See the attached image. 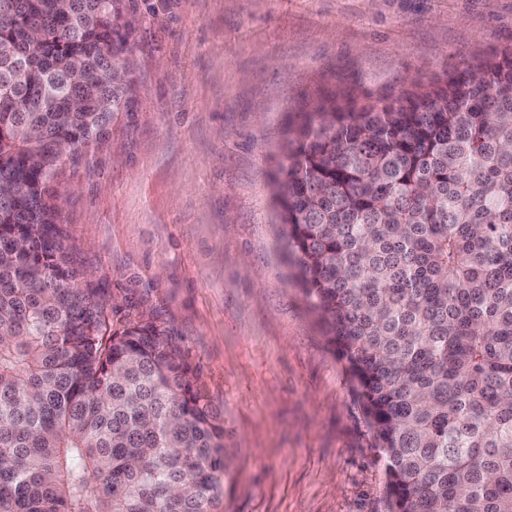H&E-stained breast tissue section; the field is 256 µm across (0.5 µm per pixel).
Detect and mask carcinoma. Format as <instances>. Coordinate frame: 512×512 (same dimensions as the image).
I'll return each instance as SVG.
<instances>
[{
	"mask_svg": "<svg viewBox=\"0 0 512 512\" xmlns=\"http://www.w3.org/2000/svg\"><path fill=\"white\" fill-rule=\"evenodd\" d=\"M0 0V512H217L224 419L151 322L112 330L52 181L120 113L126 0ZM280 220L392 512H512V51L293 131Z\"/></svg>",
	"mask_w": 512,
	"mask_h": 512,
	"instance_id": "carcinoma-1",
	"label": "carcinoma"
}]
</instances>
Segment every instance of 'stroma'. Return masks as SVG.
<instances>
[{
    "label": "stroma",
    "instance_id": "obj_1",
    "mask_svg": "<svg viewBox=\"0 0 512 512\" xmlns=\"http://www.w3.org/2000/svg\"><path fill=\"white\" fill-rule=\"evenodd\" d=\"M129 111L54 178L113 328L154 322L224 417V512H391L362 399L273 182L328 102L393 103L512 49V0H127Z\"/></svg>",
    "mask_w": 512,
    "mask_h": 512
}]
</instances>
